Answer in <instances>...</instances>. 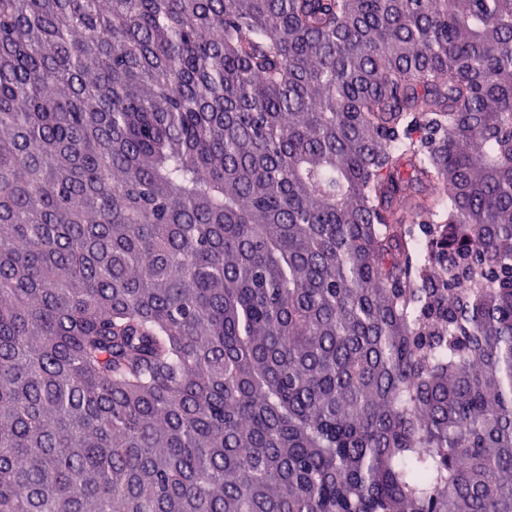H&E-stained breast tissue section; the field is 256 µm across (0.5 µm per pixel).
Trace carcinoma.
Here are the masks:
<instances>
[{
	"instance_id": "cac0c4a2",
	"label": "carcinoma",
	"mask_w": 512,
	"mask_h": 512,
	"mask_svg": "<svg viewBox=\"0 0 512 512\" xmlns=\"http://www.w3.org/2000/svg\"><path fill=\"white\" fill-rule=\"evenodd\" d=\"M0 512H512V0H0Z\"/></svg>"
}]
</instances>
